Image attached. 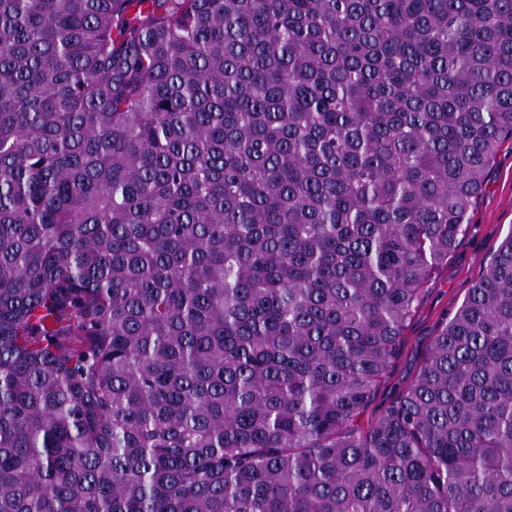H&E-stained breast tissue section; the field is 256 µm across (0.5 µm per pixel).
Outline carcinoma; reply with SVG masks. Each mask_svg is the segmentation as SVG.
Listing matches in <instances>:
<instances>
[{
    "label": "carcinoma",
    "instance_id": "carcinoma-1",
    "mask_svg": "<svg viewBox=\"0 0 512 512\" xmlns=\"http://www.w3.org/2000/svg\"><path fill=\"white\" fill-rule=\"evenodd\" d=\"M512 142V0H0V512H512V231L361 416Z\"/></svg>",
    "mask_w": 512,
    "mask_h": 512
}]
</instances>
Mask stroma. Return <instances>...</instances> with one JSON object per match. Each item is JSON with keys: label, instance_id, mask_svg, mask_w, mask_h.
Segmentation results:
<instances>
[{"label": "stroma", "instance_id": "35a3bbf8", "mask_svg": "<svg viewBox=\"0 0 512 512\" xmlns=\"http://www.w3.org/2000/svg\"><path fill=\"white\" fill-rule=\"evenodd\" d=\"M512 231V143L501 147L482 186L466 233L421 299L405 331L401 352L366 418L392 405L414 380L438 327L450 317L501 240Z\"/></svg>", "mask_w": 512, "mask_h": 512}]
</instances>
